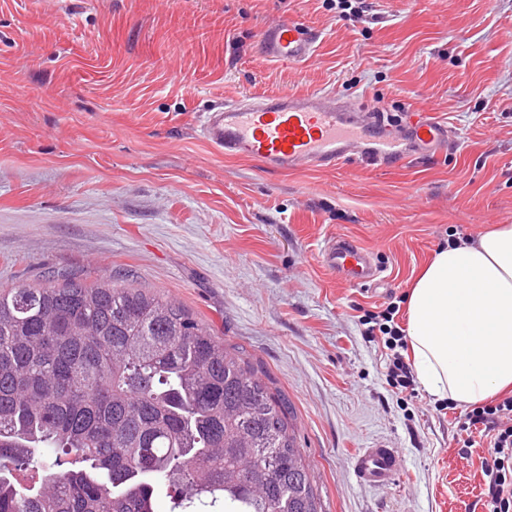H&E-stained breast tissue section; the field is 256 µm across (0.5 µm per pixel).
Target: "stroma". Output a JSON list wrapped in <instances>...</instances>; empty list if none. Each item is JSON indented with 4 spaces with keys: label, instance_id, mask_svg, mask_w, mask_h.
Masks as SVG:
<instances>
[{
    "label": "stroma",
    "instance_id": "35a3bbf8",
    "mask_svg": "<svg viewBox=\"0 0 512 512\" xmlns=\"http://www.w3.org/2000/svg\"><path fill=\"white\" fill-rule=\"evenodd\" d=\"M0 0V286L48 272L123 276L182 303L258 368L294 415L324 512H487L458 410L387 383L358 318L407 298L450 234L512 224V0ZM295 19L301 64L261 33ZM324 93L454 132L388 167L269 172L199 133L241 97ZM341 236L379 281L324 266ZM384 443L403 471L378 488L351 459ZM262 51L271 61L299 64L314 53L312 38L304 26L294 20H282L268 25L262 34Z\"/></svg>",
    "mask_w": 512,
    "mask_h": 512
}]
</instances>
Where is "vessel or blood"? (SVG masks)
Listing matches in <instances>:
<instances>
[{"mask_svg":"<svg viewBox=\"0 0 512 512\" xmlns=\"http://www.w3.org/2000/svg\"><path fill=\"white\" fill-rule=\"evenodd\" d=\"M261 45L264 55L277 63L298 64L314 53L311 37L294 20L268 25ZM407 128L421 152L448 139V125L427 113L411 117ZM202 133L224 154L257 159L270 171L333 169L350 160L389 165L407 150L377 107L316 93L228 102L205 114ZM324 263L336 277L353 284L370 283L379 275L368 252L342 237L329 241ZM352 466L362 483L374 487L394 484L402 471L397 450L383 444L360 449Z\"/></svg>","mask_w":512,"mask_h":512,"instance_id":"1","label":"vessel or blood"}]
</instances>
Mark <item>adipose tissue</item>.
Returning <instances> with one entry per match:
<instances>
[{
  "label": "adipose tissue",
  "instance_id": "adipose-tissue-1",
  "mask_svg": "<svg viewBox=\"0 0 512 512\" xmlns=\"http://www.w3.org/2000/svg\"><path fill=\"white\" fill-rule=\"evenodd\" d=\"M405 333L432 397L470 407L512 390V224L433 254L408 295Z\"/></svg>",
  "mask_w": 512,
  "mask_h": 512
}]
</instances>
